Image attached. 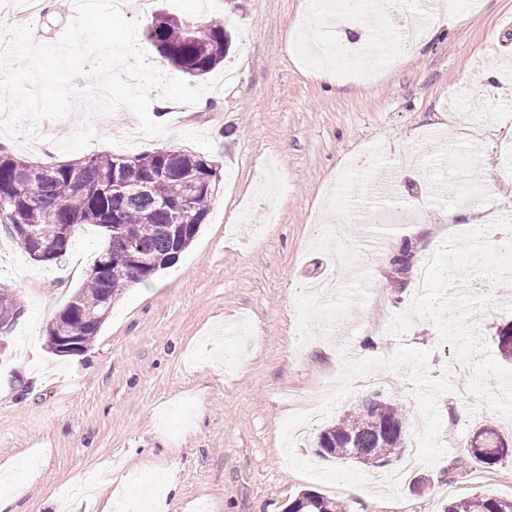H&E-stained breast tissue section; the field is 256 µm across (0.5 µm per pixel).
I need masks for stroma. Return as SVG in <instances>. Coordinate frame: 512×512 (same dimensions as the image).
<instances>
[{"label": "stroma", "instance_id": "1", "mask_svg": "<svg viewBox=\"0 0 512 512\" xmlns=\"http://www.w3.org/2000/svg\"><path fill=\"white\" fill-rule=\"evenodd\" d=\"M153 13L222 22L232 38L223 64L188 78L202 103L178 104L155 137L125 141L137 123L120 106L83 98L98 80L72 81V107L40 127L21 122L0 146L42 164L111 152L187 150L216 164L220 190L191 245L150 282L125 288L91 346L59 357L49 325L81 287L104 236L79 227L45 276L19 247L0 251V288L24 315L0 354V500L7 512H89L111 501L131 512H190L201 494L214 512H286L300 492L340 500L345 512H443L490 493L512 499V458L487 467L466 444L481 425L512 432L494 390L512 391V364L496 348L512 297L492 273L491 244L474 263L466 243L446 307L445 283L419 296L416 271L444 255L458 229L512 211V87L487 71L512 65V0H481L450 29L428 25L419 47L377 68L368 84L348 64L324 79L304 47L324 38L390 44L396 17L360 9L357 30L303 27L306 0H153ZM471 164L449 169L425 149L416 167L403 149L428 133ZM385 160L358 167L367 146ZM399 181L398 202L421 219L389 228L355 223V205ZM405 272L392 259L402 244ZM376 346L355 353L361 338ZM413 419L406 448L384 468L317 455L322 426L371 395ZM178 489L167 493V477Z\"/></svg>", "mask_w": 512, "mask_h": 512}]
</instances>
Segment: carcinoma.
Listing matches in <instances>:
<instances>
[{"instance_id": "1", "label": "carcinoma", "mask_w": 512, "mask_h": 512, "mask_svg": "<svg viewBox=\"0 0 512 512\" xmlns=\"http://www.w3.org/2000/svg\"><path fill=\"white\" fill-rule=\"evenodd\" d=\"M145 40L174 67L203 77L224 62L230 38L221 24H193L158 14L143 27ZM41 172L29 183L26 174ZM196 179L187 194L185 175ZM156 180L158 192L137 188ZM219 183L218 166L204 156L160 149L138 156L93 154L42 165L0 149V226L27 255L40 247L41 264L59 262L74 229L93 224L104 230L107 245L96 257L86 282L48 328L47 336H68L72 355H80L109 318L112 303L130 283L150 281L193 242L210 212ZM20 300L0 289V326L11 328L21 317ZM498 351L512 363V323L496 332ZM410 414L379 397L367 398L322 429L316 440L325 459L352 460L384 467L405 448ZM469 458L492 466L512 454V441L490 425L467 444ZM288 512H344L343 504L305 491ZM443 512H512V500L475 495L450 502Z\"/></svg>"}]
</instances>
